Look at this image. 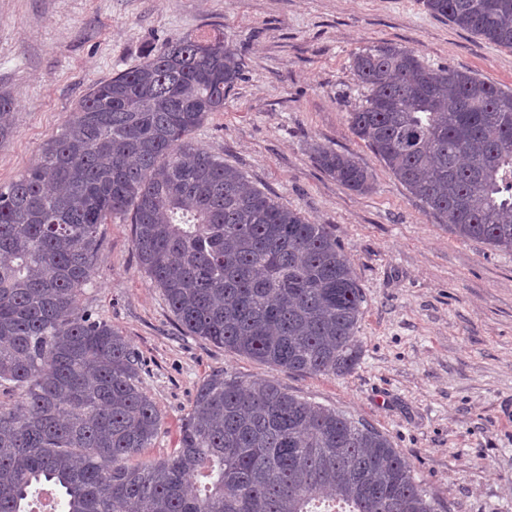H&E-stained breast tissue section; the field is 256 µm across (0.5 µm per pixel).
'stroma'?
<instances>
[{
  "label": "stroma",
  "mask_w": 512,
  "mask_h": 512,
  "mask_svg": "<svg viewBox=\"0 0 512 512\" xmlns=\"http://www.w3.org/2000/svg\"><path fill=\"white\" fill-rule=\"evenodd\" d=\"M223 37L245 67L224 109L194 141L256 188L326 225L364 295L355 369L288 371L184 335L140 271L126 220L103 241L83 306L120 331L144 363L163 417L143 462L169 455L198 384L221 369L278 382L306 401L385 433L438 512H512V253L462 240L429 214L356 137L349 114L369 90L355 52L413 48L430 68L466 69L512 89V49L428 13L421 0H0V93L15 102L0 141V186L16 180L94 85L176 38ZM349 153L373 189L339 185L314 142Z\"/></svg>",
  "instance_id": "35a3bbf8"
}]
</instances>
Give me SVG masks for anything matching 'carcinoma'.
<instances>
[{"instance_id":"cac0c4a2","label":"carcinoma","mask_w":512,"mask_h":512,"mask_svg":"<svg viewBox=\"0 0 512 512\" xmlns=\"http://www.w3.org/2000/svg\"><path fill=\"white\" fill-rule=\"evenodd\" d=\"M436 17L512 48V0H422ZM368 86L351 129L450 230L512 253V91L379 42L353 54ZM242 72L220 40L166 41L95 85L0 186V512H33L45 486L66 512H437L377 428L274 380L211 372L179 447L140 465L163 425L140 358L80 308L99 227L130 218L139 268L187 336L299 373L358 364L363 292L323 224L250 186L192 132ZM345 188L372 177L317 143Z\"/></svg>"}]
</instances>
